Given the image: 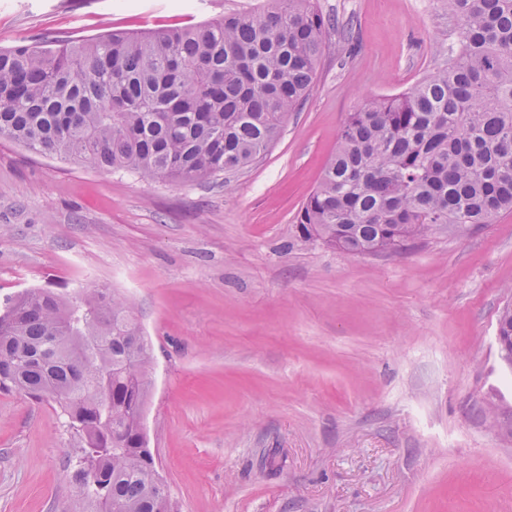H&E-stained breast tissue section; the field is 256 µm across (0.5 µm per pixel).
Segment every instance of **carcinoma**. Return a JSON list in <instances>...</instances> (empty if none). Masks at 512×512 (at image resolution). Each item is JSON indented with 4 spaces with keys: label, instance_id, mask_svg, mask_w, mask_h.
<instances>
[{
    "label": "carcinoma",
    "instance_id": "obj_1",
    "mask_svg": "<svg viewBox=\"0 0 512 512\" xmlns=\"http://www.w3.org/2000/svg\"><path fill=\"white\" fill-rule=\"evenodd\" d=\"M443 6L456 53L349 113L297 214L301 240L395 252L512 211V0ZM326 27L314 0H274L190 27L0 49V139L179 185L247 168L312 91ZM497 335L512 356V310ZM152 365L134 311L104 289H30L0 307V390L56 404L81 442L71 495L97 512H174L143 429Z\"/></svg>",
    "mask_w": 512,
    "mask_h": 512
}]
</instances>
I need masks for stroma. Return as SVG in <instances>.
<instances>
[{"instance_id":"stroma-1","label":"stroma","mask_w":512,"mask_h":512,"mask_svg":"<svg viewBox=\"0 0 512 512\" xmlns=\"http://www.w3.org/2000/svg\"><path fill=\"white\" fill-rule=\"evenodd\" d=\"M314 87L250 167L190 186L0 140V300L103 288L154 365L144 424L177 512H512V213L396 253L296 239L348 113L457 50L441 0H315ZM269 0H0V47L185 26ZM77 443L0 390V512L73 500Z\"/></svg>"}]
</instances>
